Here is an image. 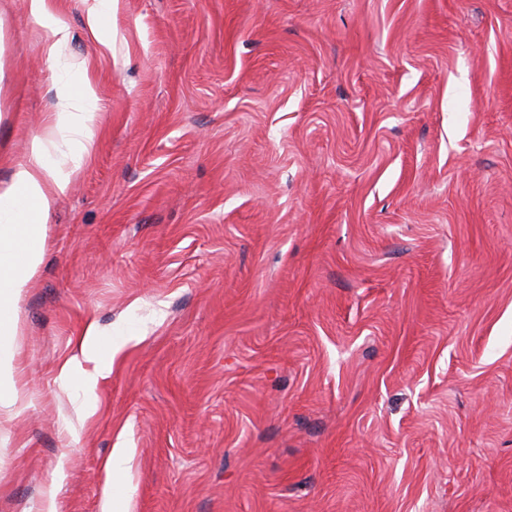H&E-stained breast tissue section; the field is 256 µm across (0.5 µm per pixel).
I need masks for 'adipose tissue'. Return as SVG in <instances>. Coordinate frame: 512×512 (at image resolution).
I'll list each match as a JSON object with an SVG mask.
<instances>
[{
	"instance_id": "obj_1",
	"label": "adipose tissue",
	"mask_w": 512,
	"mask_h": 512,
	"mask_svg": "<svg viewBox=\"0 0 512 512\" xmlns=\"http://www.w3.org/2000/svg\"><path fill=\"white\" fill-rule=\"evenodd\" d=\"M29 11L47 30V57L62 79L49 126L66 129L70 138L66 152L53 159L43 138L34 136L26 160L14 166L9 188L0 193V371L11 368L7 338L16 331L17 305L41 263L49 215L56 199L67 193L74 171L88 160L97 120V94L87 68L74 67L64 57L67 26L49 12L46 0H29ZM101 360L102 333L92 324L77 340L75 354L61 365L60 377L79 376L83 390L94 392L109 373Z\"/></svg>"
}]
</instances>
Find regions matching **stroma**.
Wrapping results in <instances>:
<instances>
[{"mask_svg": "<svg viewBox=\"0 0 512 512\" xmlns=\"http://www.w3.org/2000/svg\"><path fill=\"white\" fill-rule=\"evenodd\" d=\"M49 9L99 117L18 306L0 512H512V0ZM45 43L0 0V193L63 143ZM102 333L95 323H91L76 342L77 354L65 361L60 367V378L68 380L77 375L80 378L82 388L87 393H93L99 379L105 378L111 371L109 367L101 365L102 358ZM83 363H93V370L83 368Z\"/></svg>", "mask_w": 512, "mask_h": 512, "instance_id": "stroma-1", "label": "stroma"}]
</instances>
